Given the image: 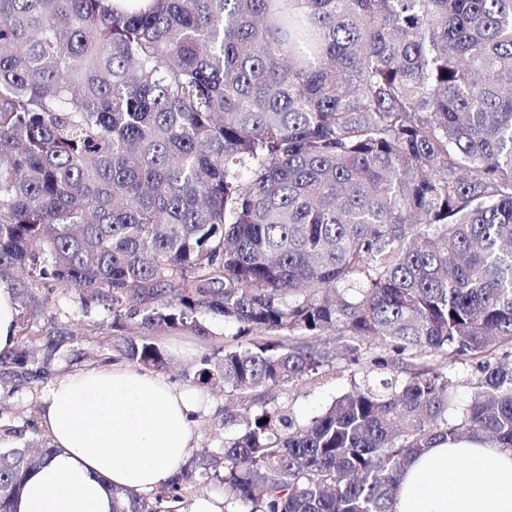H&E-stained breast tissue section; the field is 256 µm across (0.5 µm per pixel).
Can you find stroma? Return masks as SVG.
Here are the masks:
<instances>
[{
  "mask_svg": "<svg viewBox=\"0 0 512 512\" xmlns=\"http://www.w3.org/2000/svg\"><path fill=\"white\" fill-rule=\"evenodd\" d=\"M43 330L62 329L75 335V349L54 361L49 378L17 381L0 376V427L16 431L19 441H42L48 433L43 425L41 406L53 380L67 373L111 363L112 339L117 331L106 313L84 314L78 296L71 290H57L50 298L47 312L38 317ZM210 337L174 329L157 333L160 346L171 359L162 376L175 389L198 391L203 399L191 425V453L199 457L205 451L219 448L224 440V410L227 400L223 389L197 388L193 374L204 355L224 344V322L213 318L208 322ZM350 387L346 364H338L317 381L278 392V402L286 404L300 418L320 412L336 394Z\"/></svg>",
  "mask_w": 512,
  "mask_h": 512,
  "instance_id": "obj_1",
  "label": "stroma"
}]
</instances>
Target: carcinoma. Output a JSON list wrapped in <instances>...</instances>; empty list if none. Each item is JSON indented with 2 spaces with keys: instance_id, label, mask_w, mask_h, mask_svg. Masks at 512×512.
Masks as SVG:
<instances>
[{
  "instance_id": "carcinoma-1",
  "label": "carcinoma",
  "mask_w": 512,
  "mask_h": 512,
  "mask_svg": "<svg viewBox=\"0 0 512 512\" xmlns=\"http://www.w3.org/2000/svg\"><path fill=\"white\" fill-rule=\"evenodd\" d=\"M4 273L137 322L155 371L153 332L224 320L223 446L112 512H394L428 449L512 448V0H0ZM362 359L308 420L269 398ZM54 451L0 448V512Z\"/></svg>"
}]
</instances>
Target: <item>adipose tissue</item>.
<instances>
[{"label": "adipose tissue", "mask_w": 512, "mask_h": 512, "mask_svg": "<svg viewBox=\"0 0 512 512\" xmlns=\"http://www.w3.org/2000/svg\"><path fill=\"white\" fill-rule=\"evenodd\" d=\"M199 399L135 366L56 380L44 402L55 454L28 479L16 512H112V491L155 490L190 451ZM395 512H512V448L444 443L403 472Z\"/></svg>", "instance_id": "adipose-tissue-1"}]
</instances>
